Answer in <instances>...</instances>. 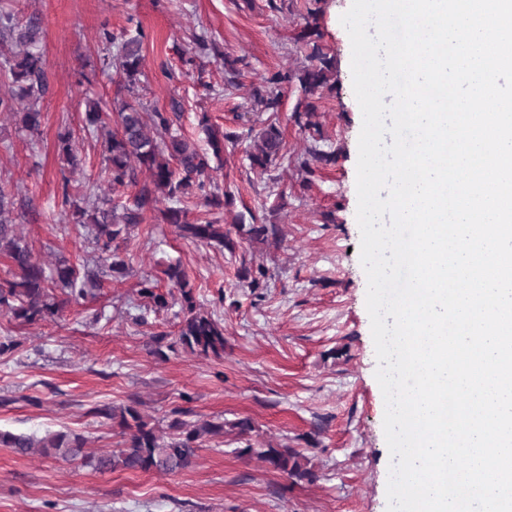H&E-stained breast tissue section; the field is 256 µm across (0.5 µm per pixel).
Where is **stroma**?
I'll return each instance as SVG.
<instances>
[{
    "label": "stroma",
    "mask_w": 512,
    "mask_h": 512,
    "mask_svg": "<svg viewBox=\"0 0 512 512\" xmlns=\"http://www.w3.org/2000/svg\"><path fill=\"white\" fill-rule=\"evenodd\" d=\"M352 0H0L19 18L38 14L47 59V90L38 104V136L0 112V179L16 192L14 223L45 263L67 257L84 267L90 249L83 229L61 208L70 178L97 185L122 201L134 187L109 191L101 142L83 128L86 98L111 105L121 78L103 30L141 29L144 75L137 87L146 110L170 113L176 129L202 141L201 115L230 136L211 159L213 182L227 187L236 216L276 224L280 242L240 240L235 252L181 238L174 225L147 217L125 248L133 271L101 277L93 293L59 317L35 324L15 321L0 308V429L15 434L68 431L90 452L116 449L121 437L104 407L137 399L166 427L174 410L192 420L250 419L248 435L202 444L191 467L101 473L83 460L19 455L0 447V512H387L390 453L383 429L385 401L366 308L367 277L360 261L361 232L355 192L362 113L351 72V41L340 22ZM335 68L316 91L311 138L293 114L305 94L307 65L298 42L308 11ZM206 34L209 49L194 37ZM237 69L228 81L225 59ZM278 72L293 79L280 88L277 111H260L254 91L269 90ZM275 123L284 160L269 171L246 157L255 134ZM68 125L81 164L63 166L56 134ZM334 153V162L306 176L295 159L310 145ZM267 276L251 288L238 278L242 262ZM185 269L197 304L224 323L220 359L181 347L156 349L153 338H175L182 317L179 295L165 275ZM151 275L169 306L144 309L137 294ZM288 445L310 457L315 482L291 483L245 446Z\"/></svg>",
    "instance_id": "35a3bbf8"
}]
</instances>
